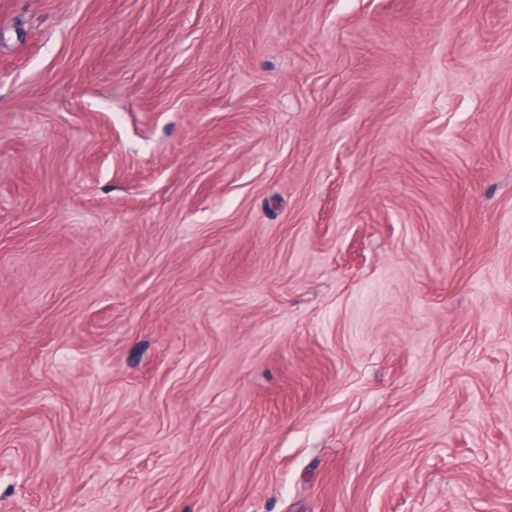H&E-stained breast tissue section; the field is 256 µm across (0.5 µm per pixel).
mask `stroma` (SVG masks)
I'll return each instance as SVG.
<instances>
[{"label":"stroma","instance_id":"stroma-1","mask_svg":"<svg viewBox=\"0 0 512 512\" xmlns=\"http://www.w3.org/2000/svg\"><path fill=\"white\" fill-rule=\"evenodd\" d=\"M512 0H0V512H512Z\"/></svg>","mask_w":512,"mask_h":512}]
</instances>
